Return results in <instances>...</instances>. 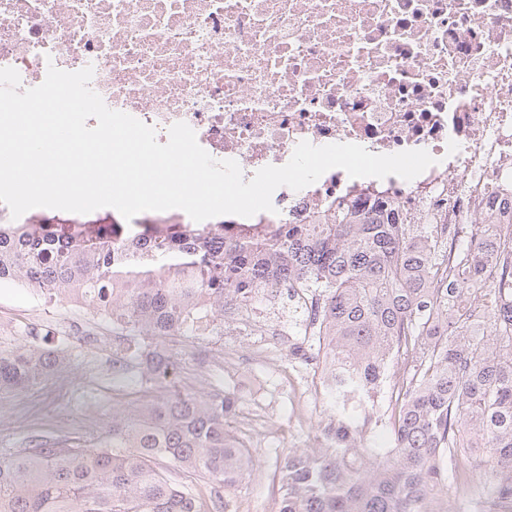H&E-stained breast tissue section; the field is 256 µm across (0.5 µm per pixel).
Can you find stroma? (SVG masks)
<instances>
[{
    "label": "stroma",
    "instance_id": "1",
    "mask_svg": "<svg viewBox=\"0 0 512 512\" xmlns=\"http://www.w3.org/2000/svg\"><path fill=\"white\" fill-rule=\"evenodd\" d=\"M112 326L87 314L73 303L47 302L27 289L0 284V352L37 343L56 348L67 361L41 387L0 397V453L25 447L30 437L45 440L70 438L84 442L87 433H98L112 424V409L132 399L131 381L140 380L136 357H129L126 372L112 363ZM258 332L246 331L230 342L234 365L223 359L201 358L204 349L219 347L222 339L177 337L167 346L179 363L182 385L205 395L230 389L241 408L256 413L258 451L252 474L234 494L237 512H278L279 484L275 461L285 448L312 449L318 433L331 421V413L316 394L303 421H296L291 406L295 383L287 353L278 352L270 364L254 365L249 356Z\"/></svg>",
    "mask_w": 512,
    "mask_h": 512
}]
</instances>
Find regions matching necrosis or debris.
Returning a JSON list of instances; mask_svg holds the SVG:
<instances>
[{
  "label": "necrosis or debris",
  "mask_w": 512,
  "mask_h": 512,
  "mask_svg": "<svg viewBox=\"0 0 512 512\" xmlns=\"http://www.w3.org/2000/svg\"><path fill=\"white\" fill-rule=\"evenodd\" d=\"M94 70L114 110L187 123L244 179L296 145L426 150L415 179L339 168L272 195L274 221L317 224L378 201L407 224L512 232V0H0V67Z\"/></svg>",
  "instance_id": "4bbe7bcc"
}]
</instances>
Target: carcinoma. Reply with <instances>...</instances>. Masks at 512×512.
<instances>
[{"mask_svg": "<svg viewBox=\"0 0 512 512\" xmlns=\"http://www.w3.org/2000/svg\"><path fill=\"white\" fill-rule=\"evenodd\" d=\"M448 249L379 203L338 204L324 224L257 222L216 239L210 224L171 225L149 243L101 240L44 217L0 223V283L75 301L112 321L146 386L88 445L33 438L0 455V512H231L230 491L256 448L229 425L238 398L183 389L167 339L224 335L232 315L279 288L311 305L288 335L322 336L333 362L319 392L333 414L325 445L278 456L279 512H446L448 487L481 486L479 512L512 507V264L500 240L464 227ZM55 351L0 352V392L25 391L62 366ZM386 446H371L375 420ZM473 452L485 462L461 470ZM184 467L176 485L161 465Z\"/></svg>", "mask_w": 512, "mask_h": 512, "instance_id": "carcinoma-1", "label": "carcinoma"}]
</instances>
